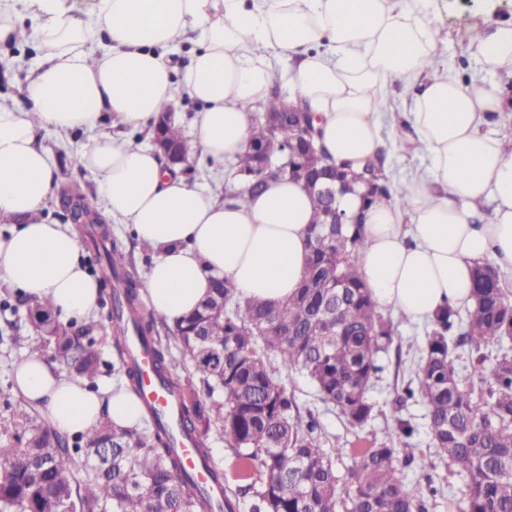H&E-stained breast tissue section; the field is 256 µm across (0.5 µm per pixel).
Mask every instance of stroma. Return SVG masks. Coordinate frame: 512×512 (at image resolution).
<instances>
[{
	"instance_id": "obj_1",
	"label": "stroma",
	"mask_w": 512,
	"mask_h": 512,
	"mask_svg": "<svg viewBox=\"0 0 512 512\" xmlns=\"http://www.w3.org/2000/svg\"><path fill=\"white\" fill-rule=\"evenodd\" d=\"M501 21H512V0H431L429 11L422 22L428 29L439 57L448 62L457 78H483L481 65L472 56L465 33L476 24L487 26ZM35 40L26 37L16 44L0 48V102L12 103L17 87L28 75ZM384 169L393 186L417 169L425 167L424 153L403 152L395 145L392 131H384ZM84 141L80 135L42 133L41 142L53 155L60 187H78L85 201L95 211H102L103 202L94 183L69 164L70 156ZM10 301V308L0 306V444L13 442L21 431L14 415L15 407L24 400L13 389L11 371L20 352L12 343L13 337L26 336L31 327L26 319L25 300L8 284L0 282V303ZM425 326L409 320L398 323L394 343L387 354L381 355L383 367L371 387L368 397L373 406L372 418L367 425L354 428L327 404L322 403L308 380L301 374H291L288 388L296 397L301 410L312 411L321 427L323 445H336L338 475H345L352 464L355 451L396 437V419L408 420L413 433L409 442L419 448L428 463L427 468L411 466L404 469L408 486L425 502L426 512H463L465 485L462 477L449 468L447 459L437 455L429 434L426 410L420 399L398 403L397 398L406 387L413 369L423 355Z\"/></svg>"
}]
</instances>
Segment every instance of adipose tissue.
<instances>
[{"label":"adipose tissue","instance_id":"obj_1","mask_svg":"<svg viewBox=\"0 0 512 512\" xmlns=\"http://www.w3.org/2000/svg\"><path fill=\"white\" fill-rule=\"evenodd\" d=\"M429 0H25L0 9V44L15 41L23 16L36 18L39 58L19 88L20 106L0 104V281L32 300H49L66 320L96 307L100 288L84 269L70 225L39 213L57 169L39 134H83L78 168L96 185L105 216L126 225L155 251L146 285L152 308L173 322L189 315L214 280L245 299L293 296L306 269L313 206L303 182L285 176L246 199L187 182L132 133L153 137L158 116L177 94L199 105L192 124L214 168L242 154L250 107L263 103L276 75L274 58L294 63L288 101L319 118L321 143L338 162L374 157L385 126L384 88L419 83L406 121L430 163L404 183L403 197L361 208L365 245L357 266L376 305L413 322L444 306L473 303L471 270L485 256L512 268V154L502 136L482 133L500 112L496 84L463 83L441 65L420 18ZM198 38L183 75L165 51ZM473 55L512 76V22L483 27ZM115 118L121 129L105 130ZM491 201L478 222L460 200ZM15 390L59 432H85L102 419L139 424L140 400L104 382L67 378L43 356L15 365Z\"/></svg>","mask_w":512,"mask_h":512}]
</instances>
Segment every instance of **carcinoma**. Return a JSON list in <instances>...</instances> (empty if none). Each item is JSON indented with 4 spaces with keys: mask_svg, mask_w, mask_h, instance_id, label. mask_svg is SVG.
I'll return each mask as SVG.
<instances>
[{
    "mask_svg": "<svg viewBox=\"0 0 512 512\" xmlns=\"http://www.w3.org/2000/svg\"><path fill=\"white\" fill-rule=\"evenodd\" d=\"M309 122L303 136L290 115L275 126L264 114L253 117L247 151L234 164L239 186H230L251 196L267 179L289 175L312 195L310 256L296 294L278 302L242 299L224 279L192 314L170 324L144 305L145 280L120 242L107 229L85 224L90 261L111 284L100 320L108 323L119 371L134 393L139 371L128 348L132 330L149 346L158 378L177 392V427L202 458L210 459L208 440L216 429L242 477L259 475V484H250V512H425L397 477L416 462L417 449L382 442L358 454L347 479L340 478L336 444L322 447L315 416L300 414L282 378L302 373L321 402L362 427L372 417L368 391L383 370L379 354L388 352L394 333L356 269L363 245L359 220L347 217L326 236L328 201L321 193L338 185V194L357 193L365 207L392 199L382 157L370 161L374 188L364 195L328 160L315 118ZM156 135L188 162L191 146L181 127L160 124ZM473 279V307L447 306L431 320L416 387H406L398 401L417 396L425 404L436 453L466 479L465 512H512V355L486 365L489 346L512 342V301L493 263H476ZM28 317L35 335L15 336L13 344L30 354L50 349L62 372L95 384L102 366L92 336L98 323L63 325L47 300L32 303ZM162 328L175 336V347L162 343ZM459 348L468 352L470 377L487 386L479 399L459 378ZM186 362L192 371L182 378L175 370ZM16 416L23 426L20 446L0 445V512H240L231 489L218 499L181 471L173 438L153 412L135 428L105 420L74 435L72 444L30 411L19 409ZM79 464L87 472L81 483L73 478Z\"/></svg>",
    "mask_w": 512,
    "mask_h": 512,
    "instance_id": "carcinoma-1",
    "label": "carcinoma"
}]
</instances>
